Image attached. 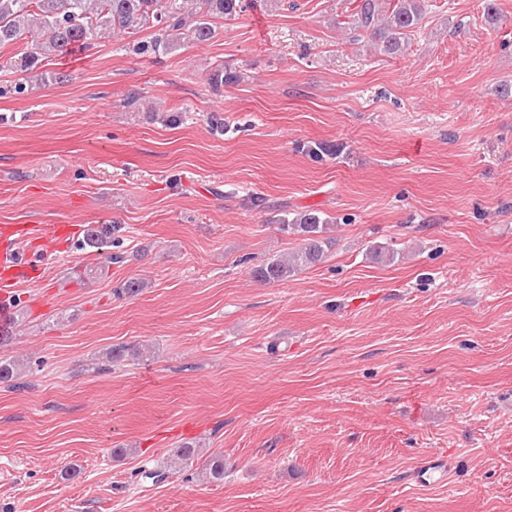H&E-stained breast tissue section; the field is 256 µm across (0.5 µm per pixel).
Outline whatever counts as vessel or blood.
Masks as SVG:
<instances>
[{
  "label": "vessel or blood",
  "mask_w": 512,
  "mask_h": 512,
  "mask_svg": "<svg viewBox=\"0 0 512 512\" xmlns=\"http://www.w3.org/2000/svg\"><path fill=\"white\" fill-rule=\"evenodd\" d=\"M65 224H5L0 226V321L15 307V288L19 282L37 277L41 272L28 245L49 251L59 238L69 235ZM448 464L441 459L426 460L414 472L416 481L424 485L445 482Z\"/></svg>",
  "instance_id": "b4317fda"
}]
</instances>
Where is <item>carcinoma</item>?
<instances>
[{
	"mask_svg": "<svg viewBox=\"0 0 512 512\" xmlns=\"http://www.w3.org/2000/svg\"><path fill=\"white\" fill-rule=\"evenodd\" d=\"M385 0H357L353 31H368L378 42L379 50L396 55L402 51L410 33L419 24L423 0H394L383 10ZM244 0H0V44L15 42L24 35L31 38L25 59L29 68L53 52L63 54L74 47L87 45L92 34L116 28L135 31L148 26L154 38L137 42L127 50L135 55H168L181 48L183 35L190 34L196 43L212 40L217 29L215 20H231L244 11ZM241 74L218 65L209 77L211 91L237 84ZM306 151L315 159L337 156L343 147L316 143ZM331 217L319 209H307L278 218L280 230L301 238L302 246L288 257H273L252 269L253 277L265 284L281 283L305 267L322 262L332 245L325 237ZM117 229L103 224L92 234V244L103 248L111 243ZM202 470L209 481H224V456L205 458Z\"/></svg>",
	"mask_w": 512,
	"mask_h": 512,
	"instance_id": "obj_1",
	"label": "carcinoma"
}]
</instances>
